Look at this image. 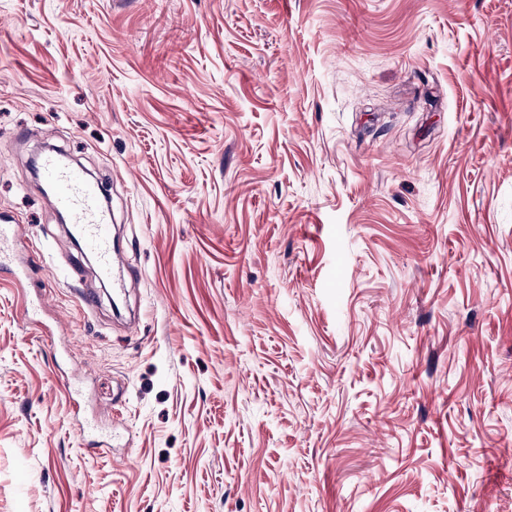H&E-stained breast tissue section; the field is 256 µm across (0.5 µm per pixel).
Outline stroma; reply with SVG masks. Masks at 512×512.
<instances>
[{
    "instance_id": "35a3bbf8",
    "label": "stroma",
    "mask_w": 512,
    "mask_h": 512,
    "mask_svg": "<svg viewBox=\"0 0 512 512\" xmlns=\"http://www.w3.org/2000/svg\"><path fill=\"white\" fill-rule=\"evenodd\" d=\"M5 218L0 512H512V0H0ZM39 173L53 190L56 206L67 214L83 248L95 258L100 278L112 279V291L121 292L125 276L113 264L112 228L101 204L100 185L51 153L41 157ZM15 239V229L12 224L0 225V266L3 268L8 263L9 266H14V273L16 277L26 275L27 268L31 261V255L26 259L20 258L17 261L14 254L13 245Z\"/></svg>"
}]
</instances>
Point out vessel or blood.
<instances>
[{"label":"vessel or blood","mask_w":512,"mask_h":512,"mask_svg":"<svg viewBox=\"0 0 512 512\" xmlns=\"http://www.w3.org/2000/svg\"><path fill=\"white\" fill-rule=\"evenodd\" d=\"M39 173L54 195L56 206L68 216L75 235L84 249L96 260L101 279L111 281L114 291L125 286V276L113 264L112 228L101 204L99 184L85 173L65 163L57 155L41 157ZM15 230L12 225H0V266L13 265L15 275H25L28 260L17 259L14 250Z\"/></svg>","instance_id":"vessel-or-blood-1"}]
</instances>
